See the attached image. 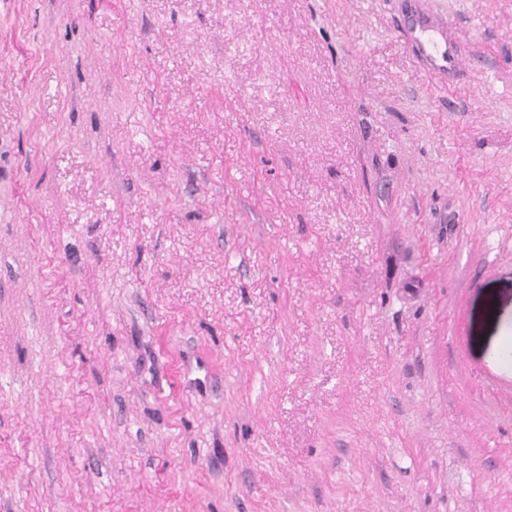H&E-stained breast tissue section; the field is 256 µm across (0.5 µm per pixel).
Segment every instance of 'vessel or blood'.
Wrapping results in <instances>:
<instances>
[{"label": "vessel or blood", "mask_w": 512, "mask_h": 512, "mask_svg": "<svg viewBox=\"0 0 512 512\" xmlns=\"http://www.w3.org/2000/svg\"><path fill=\"white\" fill-rule=\"evenodd\" d=\"M408 30L418 54L431 71L439 75H452L460 70L464 49L445 21L420 14L412 19Z\"/></svg>", "instance_id": "vessel-or-blood-1"}]
</instances>
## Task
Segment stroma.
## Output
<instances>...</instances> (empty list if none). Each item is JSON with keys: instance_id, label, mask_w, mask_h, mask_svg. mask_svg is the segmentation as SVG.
Instances as JSON below:
<instances>
[{"instance_id": "obj_1", "label": "stroma", "mask_w": 512, "mask_h": 512, "mask_svg": "<svg viewBox=\"0 0 512 512\" xmlns=\"http://www.w3.org/2000/svg\"><path fill=\"white\" fill-rule=\"evenodd\" d=\"M509 335L512 0H0V512H512ZM410 39L431 71L454 75L461 69L464 48L441 19L418 14L408 26Z\"/></svg>"}]
</instances>
